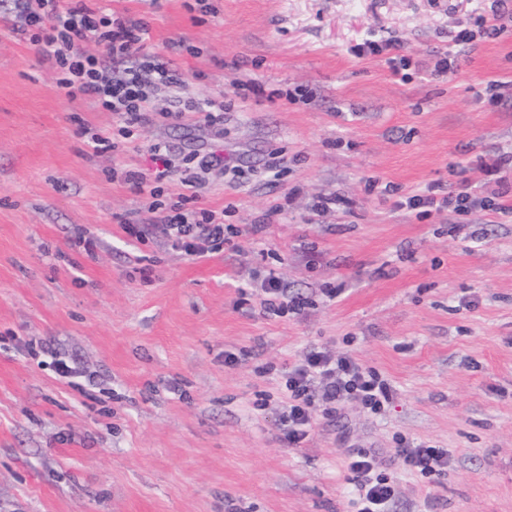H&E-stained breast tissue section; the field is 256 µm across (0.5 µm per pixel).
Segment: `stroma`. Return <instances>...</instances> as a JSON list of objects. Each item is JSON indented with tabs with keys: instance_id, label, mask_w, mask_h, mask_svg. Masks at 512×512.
Returning a JSON list of instances; mask_svg holds the SVG:
<instances>
[{
	"instance_id": "obj_1",
	"label": "stroma",
	"mask_w": 512,
	"mask_h": 512,
	"mask_svg": "<svg viewBox=\"0 0 512 512\" xmlns=\"http://www.w3.org/2000/svg\"><path fill=\"white\" fill-rule=\"evenodd\" d=\"M187 2L82 0L144 19V53L180 77L130 127L58 98L56 69L0 19V512H354L360 449L393 479L392 512H512V217L393 206L436 182L512 200V170L490 168L512 158V28L481 34L492 0ZM464 28L476 38L455 43ZM392 36L400 74L350 51ZM447 55L454 74L434 75ZM180 98L224 103L223 121L163 117ZM158 142L175 163L162 179ZM195 150L237 168L211 170L192 204L224 213L202 258L167 245L124 179L180 204ZM271 272L298 311H264ZM313 347L392 398L316 412L292 445L285 380ZM403 442L449 449L447 475L405 470Z\"/></svg>"
}]
</instances>
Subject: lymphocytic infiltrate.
<instances>
[{"label": "lymphocytic infiltrate", "instance_id": "1", "mask_svg": "<svg viewBox=\"0 0 512 512\" xmlns=\"http://www.w3.org/2000/svg\"><path fill=\"white\" fill-rule=\"evenodd\" d=\"M0 14L12 20L17 33H26L31 26L40 29L36 43L43 59L58 71L54 85L58 96L69 100L92 97L124 123L147 122L154 91L176 82L172 70L143 55L149 32L144 20L116 13L98 16L71 0H0ZM87 43L99 45L101 56L86 54L83 46ZM110 62L122 64L118 76L108 75L106 65ZM448 205L459 214L492 206L500 213L512 214V205H496L491 199L467 192L441 198L432 192L416 194L394 203L395 208L410 211ZM161 230L171 249L190 256H207L224 244V216L212 210L163 216ZM286 388L287 439L292 444L308 436L317 403L331 406L354 401L377 414L391 398L390 385L374 370L349 355L316 350L308 351L289 371ZM397 456L405 469L424 475L448 471V451L444 448L405 446L398 449ZM346 472L355 488L356 512H390L394 485L390 477L378 473L372 453H350Z\"/></svg>", "mask_w": 512, "mask_h": 512}]
</instances>
